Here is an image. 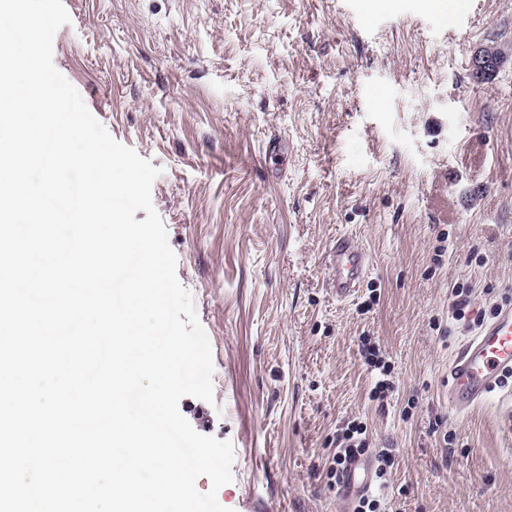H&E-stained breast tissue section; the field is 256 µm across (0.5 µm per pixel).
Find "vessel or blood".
Instances as JSON below:
<instances>
[{"label": "vessel or blood", "instance_id": "vessel-or-blood-1", "mask_svg": "<svg viewBox=\"0 0 512 512\" xmlns=\"http://www.w3.org/2000/svg\"><path fill=\"white\" fill-rule=\"evenodd\" d=\"M329 285L338 298L354 295L370 270L369 257L352 235L337 237L328 251ZM512 375V306L500 309L464 345L448 370V407L463 413L485 402ZM346 498L371 486L369 461L353 462L342 480Z\"/></svg>", "mask_w": 512, "mask_h": 512}]
</instances>
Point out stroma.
Listing matches in <instances>:
<instances>
[{"instance_id": "1", "label": "stroma", "mask_w": 512, "mask_h": 512, "mask_svg": "<svg viewBox=\"0 0 512 512\" xmlns=\"http://www.w3.org/2000/svg\"><path fill=\"white\" fill-rule=\"evenodd\" d=\"M58 71L110 135L162 170L152 202L212 351L200 434L231 441V512H347L336 434L388 449L382 512H512V381L448 409L452 319L512 296V0H63ZM279 138L275 159L261 147ZM351 234L356 295L326 286ZM389 365L384 399L365 362ZM509 56L495 55L494 51L489 46H481L477 48L470 60V71L474 79H484L497 74V72L508 62ZM493 77L485 79L487 82ZM330 288L336 297L343 299L354 295L360 283L368 276L369 257L350 234L336 238L328 251ZM366 432V428L358 423H351L346 428L341 430L336 436V454L334 456V463L336 464V485L339 484L340 475L345 468V465L350 459L357 455H364L368 448H366V438L362 437Z\"/></svg>"}]
</instances>
